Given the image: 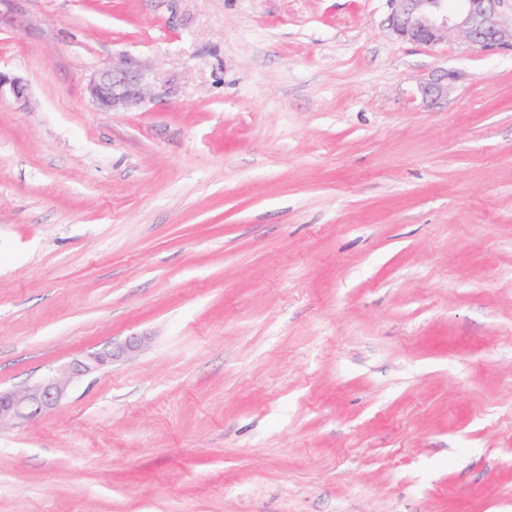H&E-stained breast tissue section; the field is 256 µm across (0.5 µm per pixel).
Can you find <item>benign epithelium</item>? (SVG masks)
Returning a JSON list of instances; mask_svg holds the SVG:
<instances>
[{"label":"benign epithelium","mask_w":512,"mask_h":512,"mask_svg":"<svg viewBox=\"0 0 512 512\" xmlns=\"http://www.w3.org/2000/svg\"><path fill=\"white\" fill-rule=\"evenodd\" d=\"M389 25L398 38L425 47H436L452 35L478 53L512 50V0H388ZM154 79L148 65L123 56L100 70L89 84L94 106L101 112H127L150 97ZM27 88L15 77L0 72V101L21 100ZM142 340L130 339L117 349L89 354L74 362L68 374L49 376L21 392H0V425L18 418H32L53 408L71 382L101 370L140 348Z\"/></svg>","instance_id":"obj_1"}]
</instances>
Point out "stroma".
I'll use <instances>...</instances> for the list:
<instances>
[{"label": "stroma", "mask_w": 512, "mask_h": 512, "mask_svg": "<svg viewBox=\"0 0 512 512\" xmlns=\"http://www.w3.org/2000/svg\"><path fill=\"white\" fill-rule=\"evenodd\" d=\"M389 14L0 0V390L144 340L0 427V512H512V54ZM153 86L147 64L122 56L95 75L89 84V94L101 112H127L144 104Z\"/></svg>", "instance_id": "obj_1"}]
</instances>
